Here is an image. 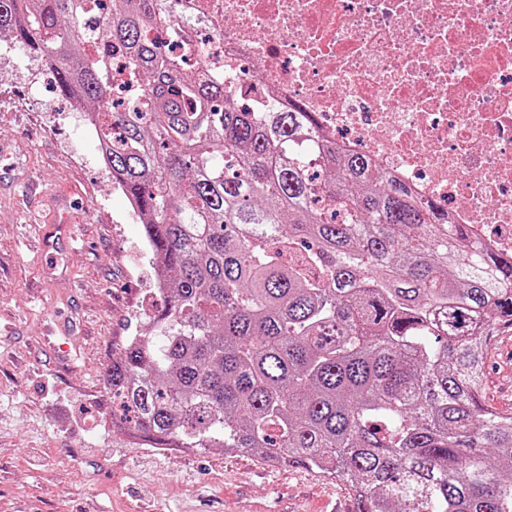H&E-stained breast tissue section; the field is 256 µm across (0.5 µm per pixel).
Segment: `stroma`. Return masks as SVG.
<instances>
[{"instance_id":"35a3bbf8","label":"stroma","mask_w":512,"mask_h":512,"mask_svg":"<svg viewBox=\"0 0 512 512\" xmlns=\"http://www.w3.org/2000/svg\"><path fill=\"white\" fill-rule=\"evenodd\" d=\"M0 39V149L27 176L0 185V512H331L336 481L252 455H174L112 424L103 371L154 333L155 258L105 171L84 110L36 82ZM73 204L76 253L40 237Z\"/></svg>"}]
</instances>
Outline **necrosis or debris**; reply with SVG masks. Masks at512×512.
<instances>
[{
  "instance_id": "obj_1",
  "label": "necrosis or debris",
  "mask_w": 512,
  "mask_h": 512,
  "mask_svg": "<svg viewBox=\"0 0 512 512\" xmlns=\"http://www.w3.org/2000/svg\"><path fill=\"white\" fill-rule=\"evenodd\" d=\"M252 106L315 113L320 138L512 250V0H159Z\"/></svg>"
}]
</instances>
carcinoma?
<instances>
[{"instance_id":"cac0c4a2","label":"carcinoma","mask_w":512,"mask_h":512,"mask_svg":"<svg viewBox=\"0 0 512 512\" xmlns=\"http://www.w3.org/2000/svg\"><path fill=\"white\" fill-rule=\"evenodd\" d=\"M0 0V31L50 56L59 92L105 113L107 169L168 272L156 334L104 372L152 448L256 455L343 484L352 512H512V410L486 398L512 331V252L414 197L367 154L309 146L310 112H251L187 75L158 0ZM120 50L145 101L120 110ZM88 10L85 13L83 23L79 30L83 38L86 39L87 44L90 48H95L102 42L101 36L97 34L99 28V16L101 13L102 3L97 0H90ZM88 21H91L93 25H90ZM96 49V48H95Z\"/></svg>"}]
</instances>
